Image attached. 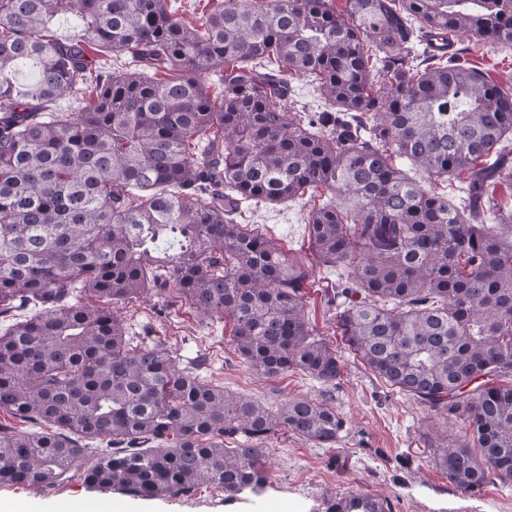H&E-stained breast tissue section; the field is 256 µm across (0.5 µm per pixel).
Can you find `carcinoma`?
Returning a JSON list of instances; mask_svg holds the SVG:
<instances>
[{
    "label": "carcinoma",
    "mask_w": 512,
    "mask_h": 512,
    "mask_svg": "<svg viewBox=\"0 0 512 512\" xmlns=\"http://www.w3.org/2000/svg\"><path fill=\"white\" fill-rule=\"evenodd\" d=\"M57 15L73 18L71 38L48 28ZM458 35L511 47L512 0H220L198 26L170 0H0V317L35 308L0 334V410L32 424H0V483L234 497L263 489L268 436L335 445L333 404L228 392L161 339L132 343L113 308L175 291L198 318L231 319L261 375L336 387L347 360L311 328L308 270L229 222L244 202L311 190L341 196L308 224L322 261L349 268L336 290L347 350L463 422L424 440L457 489L512 484V211L487 192L512 182V86L413 50ZM87 44L127 66L102 69ZM266 62L279 76L255 71ZM293 75L316 83L322 114L294 108ZM65 97L86 104L63 109ZM399 158L462 180L464 207ZM386 509L368 495L330 505Z\"/></svg>",
    "instance_id": "carcinoma-1"
}]
</instances>
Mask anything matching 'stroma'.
Masks as SVG:
<instances>
[{
	"instance_id": "35a3bbf8",
	"label": "stroma",
	"mask_w": 512,
	"mask_h": 512,
	"mask_svg": "<svg viewBox=\"0 0 512 512\" xmlns=\"http://www.w3.org/2000/svg\"><path fill=\"white\" fill-rule=\"evenodd\" d=\"M458 44L466 49L468 65L493 82L512 85V48L475 44L465 37ZM329 198L324 191L280 205L252 202L236 221L271 239L290 262L308 267L313 280L306 296L310 323L320 338L338 347L342 338L332 298L348 271L319 260L307 224L309 211ZM162 304L151 296L118 306L129 337L151 329L168 338L179 367H199L208 382L273 408L291 397L320 396V385L299 373L259 376L239 356L230 320L202 322L179 304L163 316ZM332 403L346 420L340 441L325 448L286 431L272 437L266 443L268 481L261 494L244 492L229 499L222 490L204 486L188 498H109L133 512H329L334 500L364 493L386 500L391 512H512V485L491 482L473 494L458 490L421 442L426 430L438 427V418L389 389L360 361L349 360ZM103 498V492L77 477L43 490L0 484V501L23 504L28 512H54L60 505L70 512H90V504Z\"/></svg>"
}]
</instances>
